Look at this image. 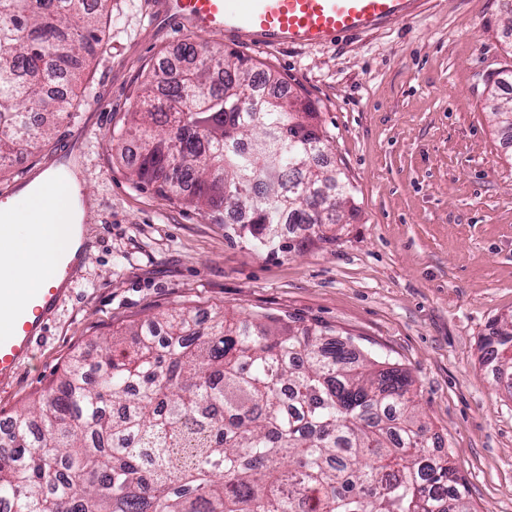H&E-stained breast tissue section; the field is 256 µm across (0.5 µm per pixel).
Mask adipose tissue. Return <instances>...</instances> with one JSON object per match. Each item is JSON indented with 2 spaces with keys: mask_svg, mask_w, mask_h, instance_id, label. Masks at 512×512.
<instances>
[{
  "mask_svg": "<svg viewBox=\"0 0 512 512\" xmlns=\"http://www.w3.org/2000/svg\"><path fill=\"white\" fill-rule=\"evenodd\" d=\"M8 240L0 241V307L20 302L40 287L56 254L69 250L70 233L61 225L43 223L35 208L7 209Z\"/></svg>",
  "mask_w": 512,
  "mask_h": 512,
  "instance_id": "obj_1",
  "label": "adipose tissue"
}]
</instances>
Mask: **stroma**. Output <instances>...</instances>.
Listing matches in <instances>:
<instances>
[{"instance_id": "obj_1", "label": "stroma", "mask_w": 512, "mask_h": 512, "mask_svg": "<svg viewBox=\"0 0 512 512\" xmlns=\"http://www.w3.org/2000/svg\"><path fill=\"white\" fill-rule=\"evenodd\" d=\"M102 6L106 36L81 69L84 93L48 137L0 170V196L83 133L72 155L90 201L87 255L34 359L0 385V422L49 396L73 356L182 308L199 318L270 315L318 322L406 372L430 431L464 477L472 512H512V392L481 345L512 314V143L489 97H512V0H423L417 12L342 45L256 50L151 19L148 0ZM195 41L238 52L309 101L354 208L270 253L231 238L223 219L129 177L120 129L144 82Z\"/></svg>"}]
</instances>
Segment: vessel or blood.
<instances>
[{
  "instance_id": "1",
  "label": "vessel or blood",
  "mask_w": 512,
  "mask_h": 512,
  "mask_svg": "<svg viewBox=\"0 0 512 512\" xmlns=\"http://www.w3.org/2000/svg\"><path fill=\"white\" fill-rule=\"evenodd\" d=\"M184 32L206 31L258 50L323 46L396 24L421 0H162ZM77 262L60 257L50 281L0 314V382L13 379L34 354L37 338L71 294Z\"/></svg>"
}]
</instances>
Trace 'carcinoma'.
<instances>
[{"instance_id": "obj_1", "label": "carcinoma", "mask_w": 512, "mask_h": 512, "mask_svg": "<svg viewBox=\"0 0 512 512\" xmlns=\"http://www.w3.org/2000/svg\"><path fill=\"white\" fill-rule=\"evenodd\" d=\"M97 15L88 0H0L1 160L70 111L49 85L72 83L101 44ZM252 80L235 53L155 76L125 131L134 181L207 213L250 203L234 233L261 250L285 248L287 222L326 240L354 200L319 113L272 91L256 114ZM491 114L512 132V103ZM165 326L166 346L141 323L119 353L75 358L45 404L12 418L7 512H470L464 480L430 451L411 379L351 339L224 315L199 333L188 310ZM481 349L512 388V319Z\"/></svg>"}]
</instances>
